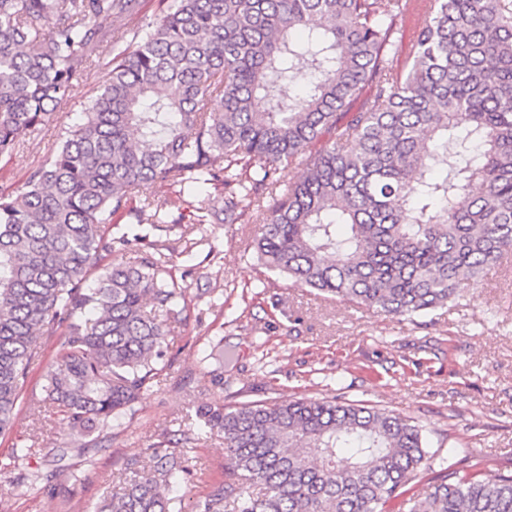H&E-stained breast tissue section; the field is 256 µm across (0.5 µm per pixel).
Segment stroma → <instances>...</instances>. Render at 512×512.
<instances>
[{
  "label": "stroma",
  "instance_id": "1",
  "mask_svg": "<svg viewBox=\"0 0 512 512\" xmlns=\"http://www.w3.org/2000/svg\"><path fill=\"white\" fill-rule=\"evenodd\" d=\"M111 70L109 55L74 81L68 101L38 131L23 133L0 158V195L23 188L59 134L81 119ZM258 224H207L186 270L178 233H171L172 272L184 277L190 317L167 324L165 369L134 409L114 421L92 467L80 470L69 494L51 496L18 484L14 448L70 444L55 410L40 417L19 405L0 435V512H91L118 487L128 463L147 462L163 442H185L187 490L175 493L181 512L224 478V438L212 432L186 440L188 417L216 401L286 402L334 398L376 406L415 421L427 442L419 487L448 466L477 465L484 479L512 475V259L480 281H465L448 306L426 316L397 318L327 299L268 274L250 243ZM226 359L208 374L214 345Z\"/></svg>",
  "mask_w": 512,
  "mask_h": 512
}]
</instances>
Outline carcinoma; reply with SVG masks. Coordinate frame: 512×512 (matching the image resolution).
<instances>
[{
    "instance_id": "1",
    "label": "carcinoma",
    "mask_w": 512,
    "mask_h": 512,
    "mask_svg": "<svg viewBox=\"0 0 512 512\" xmlns=\"http://www.w3.org/2000/svg\"><path fill=\"white\" fill-rule=\"evenodd\" d=\"M409 0H0V157L50 121L112 38L115 61L81 122L0 196V434L11 425L42 336L60 334L44 393L76 451L130 411L158 374L166 320L187 287L160 237L254 221L267 271L394 316L448 306L512 253V0H424L403 67L391 52ZM300 88L284 100L279 87ZM306 174L284 183L280 167ZM154 192L132 206V190ZM224 202L221 211L214 198ZM146 224L134 264L105 257ZM224 435V481L197 512H512V475L452 465L422 490L412 420L328 399L205 405ZM17 480L58 491L56 472ZM178 445L131 471L92 512H170L185 482Z\"/></svg>"
}]
</instances>
